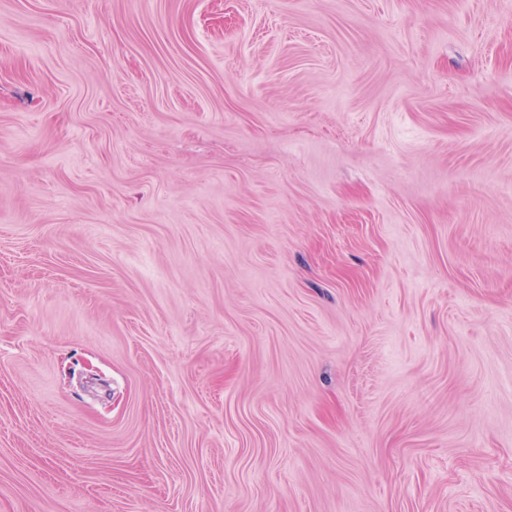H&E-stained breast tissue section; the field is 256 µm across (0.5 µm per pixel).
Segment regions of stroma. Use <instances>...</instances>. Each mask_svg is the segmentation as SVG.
Listing matches in <instances>:
<instances>
[{"instance_id": "35a3bbf8", "label": "stroma", "mask_w": 512, "mask_h": 512, "mask_svg": "<svg viewBox=\"0 0 512 512\" xmlns=\"http://www.w3.org/2000/svg\"><path fill=\"white\" fill-rule=\"evenodd\" d=\"M0 512H512V0H0Z\"/></svg>"}]
</instances>
